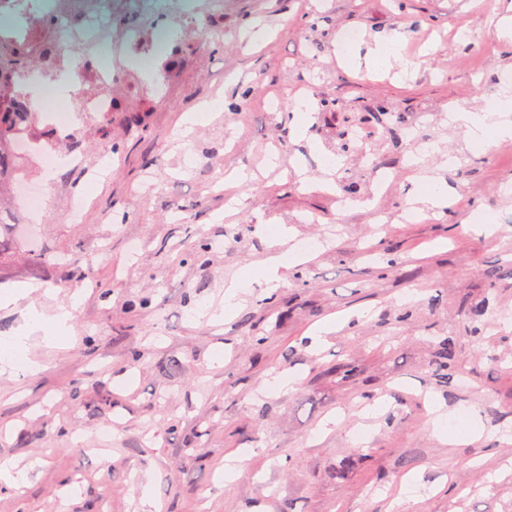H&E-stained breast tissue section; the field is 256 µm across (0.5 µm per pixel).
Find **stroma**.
Returning a JSON list of instances; mask_svg holds the SVG:
<instances>
[{
  "mask_svg": "<svg viewBox=\"0 0 512 512\" xmlns=\"http://www.w3.org/2000/svg\"><path fill=\"white\" fill-rule=\"evenodd\" d=\"M181 2L160 19L112 10L111 134L88 122L73 135L87 163L106 156V180L67 167L45 181L36 152L23 173L42 213L0 195V290L37 286L0 307V337L31 306L70 309L74 336H29L41 372L0 376V460L29 469L26 486H0V512H148L146 490L159 512H512V442L499 440L512 433V278H487L512 267V138L478 151L448 123L512 76L493 27L512 0H195L220 8L203 35ZM129 27L140 44L121 38ZM350 31L361 40L343 58ZM396 34L400 60L374 68ZM414 124L430 150L406 137ZM358 128L363 154L341 153ZM337 155L330 192L322 168ZM238 169L253 180L228 181ZM434 178L456 203L405 220ZM305 239L309 261L267 287L260 261ZM390 260L403 276L385 273ZM233 283L241 305L226 315ZM319 323L330 331L313 335ZM447 337L450 379L435 358ZM348 362L357 384L334 373ZM289 374L293 390L271 386ZM434 402L466 425L479 414L482 437L434 436Z\"/></svg>",
  "mask_w": 512,
  "mask_h": 512,
  "instance_id": "35a3bbf8",
  "label": "stroma"
}]
</instances>
